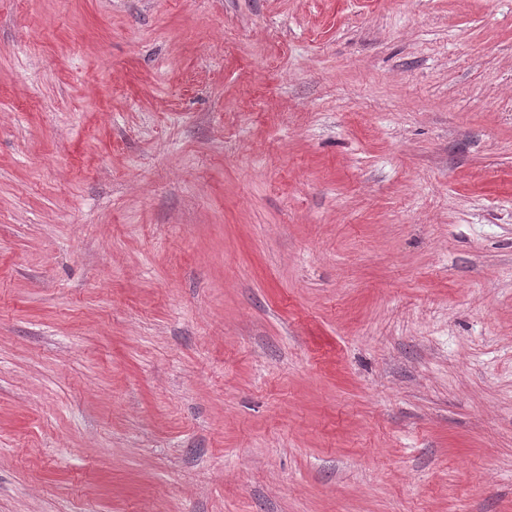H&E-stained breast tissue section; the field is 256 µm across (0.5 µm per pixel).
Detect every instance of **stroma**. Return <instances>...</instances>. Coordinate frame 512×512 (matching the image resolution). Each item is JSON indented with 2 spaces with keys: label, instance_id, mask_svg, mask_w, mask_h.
Returning <instances> with one entry per match:
<instances>
[{
  "label": "stroma",
  "instance_id": "35a3bbf8",
  "mask_svg": "<svg viewBox=\"0 0 512 512\" xmlns=\"http://www.w3.org/2000/svg\"><path fill=\"white\" fill-rule=\"evenodd\" d=\"M0 512H512V0H0Z\"/></svg>",
  "mask_w": 512,
  "mask_h": 512
}]
</instances>
